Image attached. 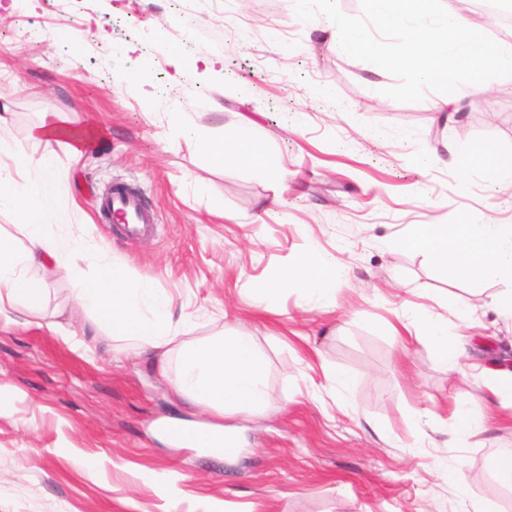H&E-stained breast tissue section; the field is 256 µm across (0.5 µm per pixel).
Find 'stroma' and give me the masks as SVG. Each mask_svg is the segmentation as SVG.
Wrapping results in <instances>:
<instances>
[{
	"label": "stroma",
	"instance_id": "35a3bbf8",
	"mask_svg": "<svg viewBox=\"0 0 512 512\" xmlns=\"http://www.w3.org/2000/svg\"><path fill=\"white\" fill-rule=\"evenodd\" d=\"M85 37L74 46L71 33ZM218 48L207 70L195 56ZM138 78L118 87L116 71ZM397 80L336 53L328 19L299 20L294 0H0V104L9 137L57 114L40 152L63 169L69 231L98 259L172 294L188 337H252L268 376L257 416L223 418L174 395L176 358L146 363L133 340L88 333L72 284L48 279L60 331L0 314V512H512L494 459L512 452V403L484 369L512 371V316L495 299L512 282H481L407 246L413 224L475 213L512 224V185L461 183L451 148L512 159V77L399 103ZM214 135L253 124L263 158L287 179L215 163L168 134L169 113ZM497 113V124L482 122ZM137 187L156 218L130 239L102 223V192ZM348 276L335 306L312 307L278 274L310 251ZM422 308L462 343L460 370L428 340L400 333ZM348 375L341 388L330 371ZM483 426L451 443L454 402ZM222 424L239 451L175 445L162 424ZM460 468L464 482H449ZM156 483L145 484L142 473Z\"/></svg>",
	"mask_w": 512,
	"mask_h": 512
}]
</instances>
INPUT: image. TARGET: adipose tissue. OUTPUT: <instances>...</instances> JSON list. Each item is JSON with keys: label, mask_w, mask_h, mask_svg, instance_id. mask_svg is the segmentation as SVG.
Here are the masks:
<instances>
[{"label": "adipose tissue", "mask_w": 512, "mask_h": 512, "mask_svg": "<svg viewBox=\"0 0 512 512\" xmlns=\"http://www.w3.org/2000/svg\"><path fill=\"white\" fill-rule=\"evenodd\" d=\"M8 119L0 114V211L16 215L25 244L0 238V312L23 307L37 326L59 330L47 315L43 274H65L78 306L94 324L138 341L147 357L176 353L179 376L175 391L186 402L223 415L260 412L268 401L266 369L251 337L217 335L197 341L185 339V322L175 319L173 297L148 281L129 280L123 269L102 263L94 278L79 266L92 246L83 239L62 235L69 213L57 203L62 170L57 158L39 153L36 144L46 126L31 133L32 147L11 149L5 139ZM200 148L218 161L248 159L250 126L225 128L223 137L195 132ZM419 248L437 264L481 281L512 280V225L493 224L470 217L461 224H416L393 248ZM347 270L329 255L316 251L297 266L282 272L281 285L296 289L310 305L320 307L336 299L335 285ZM414 319L425 332L442 363L457 366L464 350L448 341V326L427 311Z\"/></svg>", "instance_id": "adipose-tissue-1"}]
</instances>
